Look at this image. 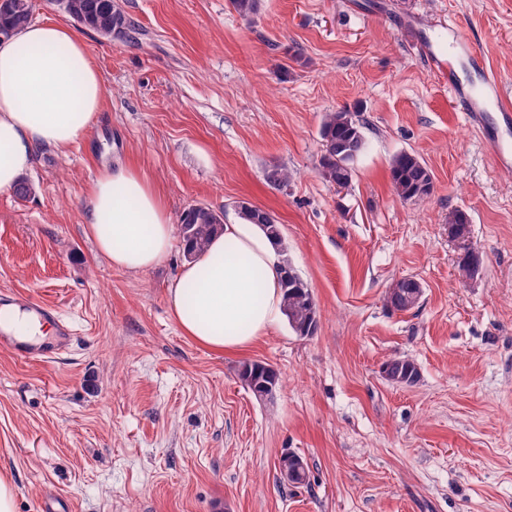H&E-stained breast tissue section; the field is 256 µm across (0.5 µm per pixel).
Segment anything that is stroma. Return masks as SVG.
Here are the masks:
<instances>
[{"label":"stroma","mask_w":512,"mask_h":512,"mask_svg":"<svg viewBox=\"0 0 512 512\" xmlns=\"http://www.w3.org/2000/svg\"><path fill=\"white\" fill-rule=\"evenodd\" d=\"M131 40L72 24L52 0L33 18L71 25L105 95L87 140L39 148L29 197L0 192V298L54 308L68 346L45 358L0 349V475L14 512H512V171L431 63L470 91L483 78L448 47L468 28L512 92V0H118ZM356 112L365 149L343 189L319 173L325 113ZM420 157L433 191L399 198L390 161ZM129 161L172 218L204 205L239 219L246 200L281 226L318 307L313 335L288 322L247 351L183 336L167 303L184 255L129 274L97 255L84 193ZM291 174L271 183L274 169ZM464 212L483 256L457 276L449 232ZM417 279L398 311L389 286ZM414 361L418 382L383 376ZM280 375L270 400L239 380ZM292 451L305 484L283 479ZM414 363L405 359H392L384 364L383 373L385 377L396 385H404L403 379L409 374L417 372ZM251 372L254 380L269 382L273 386L274 391L279 388L280 378L274 369L260 362H246L242 364L239 370V376L253 393L256 394L255 390L252 385L246 381ZM280 471H288L291 475L290 483L303 484L307 479L308 465L296 453L290 452L282 455L278 463Z\"/></svg>","instance_id":"35a3bbf8"}]
</instances>
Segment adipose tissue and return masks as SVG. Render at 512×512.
<instances>
[{
	"label": "adipose tissue",
	"mask_w": 512,
	"mask_h": 512,
	"mask_svg": "<svg viewBox=\"0 0 512 512\" xmlns=\"http://www.w3.org/2000/svg\"><path fill=\"white\" fill-rule=\"evenodd\" d=\"M104 87L85 43L66 25L34 22L0 40V191L30 170L38 147L66 151L91 130ZM86 229L114 269L141 274L175 241L165 197L137 166H106L85 195ZM281 247L241 220L182 266L167 300L185 336L243 352L283 315Z\"/></svg>",
	"instance_id": "ef3b65f1"
}]
</instances>
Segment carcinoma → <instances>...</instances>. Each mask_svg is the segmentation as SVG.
<instances>
[{
  "label": "carcinoma",
  "mask_w": 512,
  "mask_h": 512,
  "mask_svg": "<svg viewBox=\"0 0 512 512\" xmlns=\"http://www.w3.org/2000/svg\"><path fill=\"white\" fill-rule=\"evenodd\" d=\"M66 14L82 26L91 28L107 38L128 39L135 33L134 23L124 14L114 0H54ZM233 10L249 19L259 10V0H230ZM32 15L31 0H4L0 3V36H10L18 27L29 23ZM320 137L322 151L320 174L339 188L350 185L353 162L365 145L363 124L347 109L328 112L324 115ZM393 190L406 201L419 202L427 198L433 189L432 175L423 161L409 152L395 155L390 164ZM239 213L248 222L259 225L270 237L280 241V224L266 210L247 201L238 204ZM223 215L207 206L196 205L186 210L181 217L179 233L193 251L205 248L212 234L222 228ZM481 253L466 249L458 261V275L468 279L471 272L482 266ZM417 280L402 278L388 290L387 299L398 311L407 309L416 291ZM283 311L291 329L299 336H311L317 328L318 310L315 299L305 285L283 288ZM415 372L414 363L405 359H392L384 364L385 377L396 385H402L409 373ZM253 376L256 381H265L278 389L280 378L270 366L260 362H246L239 370L241 380ZM279 469L291 475L290 483L302 484L307 479L308 465L296 453L282 455Z\"/></svg>",
  "instance_id": "obj_1"
}]
</instances>
